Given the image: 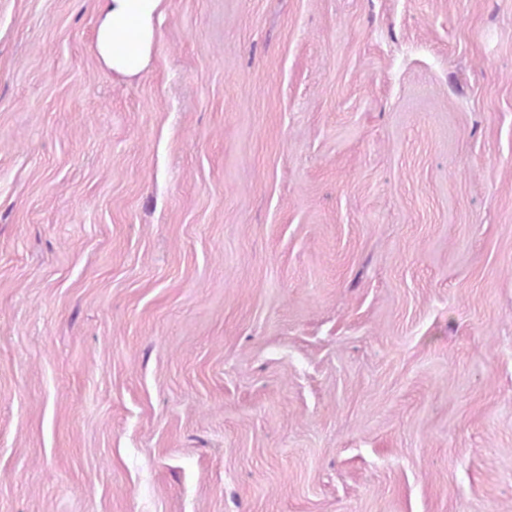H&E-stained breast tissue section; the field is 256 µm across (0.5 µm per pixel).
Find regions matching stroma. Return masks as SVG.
Instances as JSON below:
<instances>
[{
    "mask_svg": "<svg viewBox=\"0 0 512 512\" xmlns=\"http://www.w3.org/2000/svg\"><path fill=\"white\" fill-rule=\"evenodd\" d=\"M0 0V512H512V0ZM100 22L95 47L112 72L134 77L151 60L156 39L155 17L163 0H98Z\"/></svg>",
    "mask_w": 512,
    "mask_h": 512,
    "instance_id": "35a3bbf8",
    "label": "stroma"
}]
</instances>
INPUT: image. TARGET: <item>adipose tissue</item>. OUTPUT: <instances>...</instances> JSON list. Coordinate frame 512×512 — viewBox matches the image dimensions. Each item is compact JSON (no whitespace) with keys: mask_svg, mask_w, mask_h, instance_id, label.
Returning a JSON list of instances; mask_svg holds the SVG:
<instances>
[{"mask_svg":"<svg viewBox=\"0 0 512 512\" xmlns=\"http://www.w3.org/2000/svg\"><path fill=\"white\" fill-rule=\"evenodd\" d=\"M163 0H100L95 47L112 72L134 77L151 60Z\"/></svg>","mask_w":512,"mask_h":512,"instance_id":"adipose-tissue-1","label":"adipose tissue"}]
</instances>
